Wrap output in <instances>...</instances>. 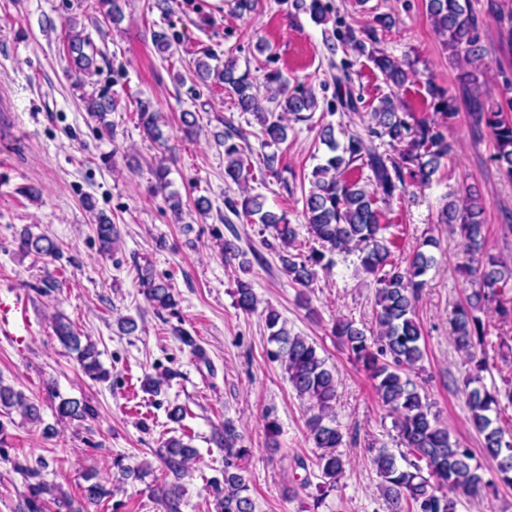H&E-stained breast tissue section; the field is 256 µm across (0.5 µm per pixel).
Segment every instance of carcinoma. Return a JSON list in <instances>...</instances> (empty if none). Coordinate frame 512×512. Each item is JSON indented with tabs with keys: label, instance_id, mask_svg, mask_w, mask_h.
<instances>
[{
	"label": "carcinoma",
	"instance_id": "1",
	"mask_svg": "<svg viewBox=\"0 0 512 512\" xmlns=\"http://www.w3.org/2000/svg\"><path fill=\"white\" fill-rule=\"evenodd\" d=\"M297 11L308 14L317 25L330 21V6L324 0H293ZM98 8L106 19L116 24L121 20L118 0H98ZM427 12L442 45L452 60L472 64L482 60L484 48L479 44V19L470 0H427ZM378 27H370L359 33L349 30L344 41L363 54L366 42H379L378 31L391 27L388 16L376 18ZM66 49L75 72L90 70L96 48L87 36L68 25L65 35ZM370 59L384 76L386 82L397 87L403 85L414 63H401L384 54L369 53ZM220 80L235 95L239 111L250 113L261 126L265 144L278 145L287 139V126L281 116L265 108L255 92L256 78L246 70L237 72L236 63H224L218 71ZM482 71L480 68L464 69L458 79L465 88L470 117L475 126L490 130L494 142L491 161L512 179V98L506 99L508 107L483 98L481 93ZM264 83L273 93L271 102H278L281 111L288 113L296 122H306L318 108V100L312 90L304 87L288 92L282 74L268 71ZM428 93L434 100L435 113L448 119L456 115L455 99L443 87L428 82ZM336 101L345 112L359 111L358 102L351 90L345 89L342 77H336ZM115 109L110 96L99 95L86 102L88 114L103 125L106 117ZM140 127L152 140H164L160 126V112L151 100H142L138 108ZM373 124L366 134L351 133L343 143L336 139V129L331 123L323 125L319 139L328 152L313 172L311 188L305 194L303 212L312 240L319 247H311L305 253L288 254L286 249L298 238L296 225L286 215H278L265 209L266 199L261 194H247L237 203L228 198L225 204L236 216L242 214L254 224L262 225L285 252L279 255L282 267L291 282L303 288L309 287L317 275V269L329 270L332 255L358 253L361 269L374 277L376 284V322L378 332L367 336L352 320H339L331 330L338 346L349 358L362 367L381 402L395 415L396 443L404 448L400 454L381 447L373 456V464L381 478V490L389 512H457L459 497L476 498L498 491V485L512 486V441L505 438L503 429L496 425L491 412L498 410V393L489 391L482 383V373L489 368L485 350L488 326L480 314L495 308L499 316L512 318V306L503 302L506 288L512 284V267L486 252L484 233V205L481 198L466 193L450 200L442 209L441 220L459 233L466 255L476 261L477 267L467 269L476 274L478 287L471 289L464 301L457 303L448 316L450 335L457 349L471 365L465 379L466 403L473 427L483 436L485 454L496 462L494 475L485 476L483 468L473 463L472 450L453 438L432 411L427 397L420 395L417 385L408 373L417 369L423 360L420 342L422 329L416 319V303L427 281L425 276L435 264L432 249L438 247L432 237L423 240L412 254L406 267L393 260L398 248L394 235H386L391 228L381 223L382 212L377 203L388 204L403 192L407 183L429 184L437 173L441 160L448 157L451 144L445 134V125L429 116H416L401 112L390 96H386L373 108ZM245 139V134L234 127L224 133V173L238 185L254 180L251 165L242 146L234 138ZM387 139V144L398 151L393 157L380 153L371 146L374 140ZM368 169L369 175L360 173ZM169 169L160 164L154 171V188L164 194L165 202L174 216L182 212V201L176 192L168 191ZM99 250L105 255L112 253L119 233L112 220L99 215L95 224ZM19 247L26 253L54 256L59 253L57 242L46 235H35L25 228L19 235ZM140 286L149 302L166 310L176 302L172 288L165 281L145 269L140 274ZM236 304L245 312H252L257 298L251 285L237 282ZM269 331L268 343L274 348L268 351L273 362L280 363L288 375V382L297 395L306 401L309 416L306 426L309 438L320 450L316 466L320 482L314 484L305 477L300 486L314 487L308 494L311 503L305 512H319L326 499L336 491L339 478L345 472L346 461L338 448L343 433L336 425L334 404L337 393L336 373L327 367L317 345L305 336L291 334L280 315L270 309L265 316ZM59 340L75 354L82 372L94 381H104L108 373L99 361V353L90 341L84 343L81 335L60 316L55 322ZM16 409L31 421L39 419V406L24 393L0 384V409ZM58 414L63 418L83 421L94 416V409L84 400L60 398ZM224 448V479L213 480L216 512H256V503L249 494V485L243 475V463L252 455V448L244 445V438L233 421L224 420V430L218 436ZM197 456V449L178 438L163 444L160 460L163 466L179 479L184 475L186 464ZM17 471L37 482L29 484L28 512H43L45 496L56 507V512H80L56 486L39 479L46 463L39 459L31 465L15 463ZM83 498L94 504L110 495L106 484L95 474L86 477ZM157 496L165 512H181L182 487L173 483L157 489Z\"/></svg>",
	"mask_w": 512,
	"mask_h": 512
}]
</instances>
